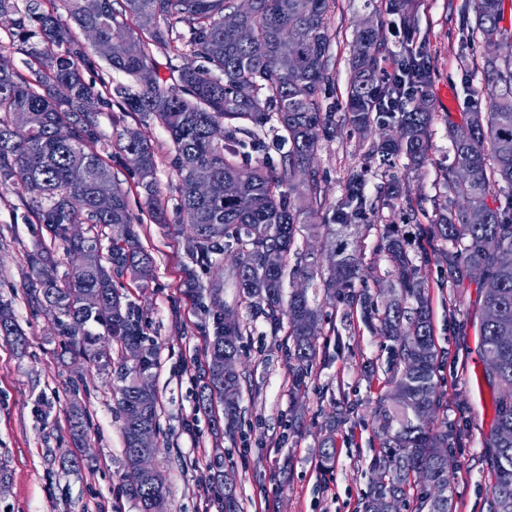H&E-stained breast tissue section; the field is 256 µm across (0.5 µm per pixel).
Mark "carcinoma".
<instances>
[{"label": "carcinoma", "instance_id": "obj_1", "mask_svg": "<svg viewBox=\"0 0 512 512\" xmlns=\"http://www.w3.org/2000/svg\"><path fill=\"white\" fill-rule=\"evenodd\" d=\"M45 10L39 0H0V14L13 16L12 42L29 58L30 76L13 66L0 67V186L11 185L28 199L51 240L83 263L57 274L51 254L28 255L37 269L26 286L28 304L36 311L52 307L65 317L63 333L78 353L100 362L118 351L113 400L121 420L126 458L125 482L138 512H150L156 491L135 470L134 439L143 426L158 428L159 399L141 391L138 378L157 365L153 348L145 346V313L119 288L131 271L146 284L152 260L141 248L134 225L140 219L129 207L127 192L107 164L108 144L97 125L110 98L85 81L83 69L93 57L132 77L135 91L119 85L113 94L122 110L135 119L155 122L170 134L173 166L178 177L180 223L189 230L193 257L212 265L215 246L224 239L236 249L231 269L239 299L271 333L288 340L291 394L307 387L306 379L319 354L311 328L323 320L324 305L340 301L361 311V320L391 342L390 383L394 407L377 401L379 450L371 462L372 480L362 502L363 512H452L453 494L436 498L421 482L435 478L450 490L454 470L453 443L433 420L443 407L435 381L438 351L433 338L428 289L390 224H367L369 214L396 206L409 221L415 218L402 178L393 175L383 192H364V170L350 174L345 195L332 223L315 224L325 206L323 176L316 165L321 140L345 130L369 142L368 156L383 163L404 158L413 168L428 153L435 113L422 90L407 94L381 85L387 50L380 40L378 12L358 27L353 49V73L347 87L345 112L336 120L322 111L323 85L331 79L328 54L329 12L335 0H251L244 20L246 34L225 24L236 13V0H59ZM472 40L477 46L511 42L512 27L502 25L504 0H475ZM385 12L396 15L411 33L416 20L412 0H385ZM93 34L90 48L75 39L72 27ZM115 41L125 44L112 57ZM179 42L199 65L174 68L177 84L160 82L153 49ZM487 77L486 111L468 115L466 123L448 127L452 162L444 171L448 193L458 192L455 174L468 173L467 205L442 206L423 233L448 243L450 273L483 271V351L500 359L485 370L494 394L496 433L486 441L487 458L495 474L488 512H512V54L482 56ZM251 86L242 98L240 85ZM188 92L179 94L177 87ZM31 110L23 127L16 111ZM224 126V141L215 143L209 129ZM394 129L390 138L371 139L373 127ZM273 133L286 147L276 164L244 166L240 160L264 147ZM123 151L134 154L133 170L149 192L152 217L166 222L156 194L155 148L140 136ZM212 169L210 191L196 193L192 170ZM112 193V210L98 207L97 195ZM305 199L298 206L292 194ZM87 225L86 236L70 237L68 225ZM112 230L107 254H102L105 229ZM309 230L332 247L333 260L323 269L316 259L292 251L297 235ZM376 232L378 247L392 264L389 291L357 290L363 257L359 239ZM304 282L318 280L324 303L311 299L305 288L284 294L286 273ZM96 295L98 309L85 299ZM223 305L210 310L214 332L200 364L203 392L199 408L212 410L218 399L224 411V436L233 440L240 425L241 373L236 319L224 321ZM101 327L92 332L88 324ZM0 335L25 341L24 332L6 305L0 304Z\"/></svg>", "mask_w": 512, "mask_h": 512}]
</instances>
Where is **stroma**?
<instances>
[{"label": "stroma", "instance_id": "obj_1", "mask_svg": "<svg viewBox=\"0 0 512 512\" xmlns=\"http://www.w3.org/2000/svg\"><path fill=\"white\" fill-rule=\"evenodd\" d=\"M413 4L414 45L424 56L436 117L428 158L418 171L406 174L404 184L409 197L430 215L448 195L442 178L452 159L448 126L485 107V78L472 62L473 0ZM364 13L362 0H335L329 14L333 81L323 105L339 115L353 34ZM97 121L103 139L112 144V174L141 219L140 242L154 260L148 287L128 276L121 282L144 310L146 344L157 352L151 374L160 432L153 464L169 489L165 512H221L229 481L236 484L243 512H356L378 446L374 407L390 389L387 341L361 320L346 321L344 305L328 308L307 389L292 397L285 336L271 335L263 319L252 318L238 305L235 285L227 278L233 252L215 255L213 267L195 268L198 279L206 286L221 285L226 304L245 327L238 365L244 375V419L235 439L225 437L214 427L213 415L199 409L202 381L189 371L204 356L213 322L208 302L189 296L183 285L192 259L188 234L178 224V178L169 137L158 124L139 122L115 104ZM126 128L138 130L156 149L157 190L167 223L151 218L147 195L121 149L119 135ZM317 163L326 196L318 223L330 222L352 170L365 168L367 194L383 189V170L370 163L356 138L342 134L320 141ZM374 221L397 225L431 297L440 353L437 377L445 394L434 426L457 434L454 512H487L494 473L485 442L495 413L479 335L482 292L476 279L453 281L438 260L446 243L423 237L417 224L403 223L398 210H383ZM47 241L25 200L11 190L0 192V302L11 307L27 339L18 346L0 338V512H138L124 481L123 438L112 410L113 368L73 356L52 312L33 311L27 303L25 285L34 272L26 255ZM75 404L91 421L80 448L70 435L68 414ZM294 414L299 420L291 429L287 422ZM325 438L336 450L328 465L320 458Z\"/></svg>", "mask_w": 512, "mask_h": 512}]
</instances>
